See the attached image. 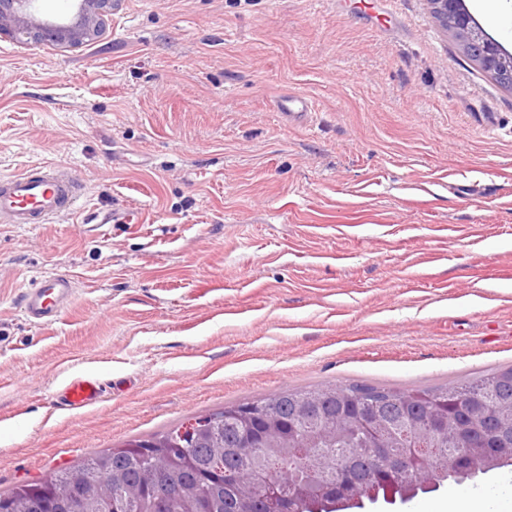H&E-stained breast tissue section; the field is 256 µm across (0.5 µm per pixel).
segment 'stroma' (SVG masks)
Listing matches in <instances>:
<instances>
[{
    "label": "stroma",
    "mask_w": 512,
    "mask_h": 512,
    "mask_svg": "<svg viewBox=\"0 0 512 512\" xmlns=\"http://www.w3.org/2000/svg\"><path fill=\"white\" fill-rule=\"evenodd\" d=\"M60 164L81 209L0 224V493L287 387L512 364V89L426 0H121L78 48L0 35V177ZM49 272L76 291L35 326ZM83 373L116 386L60 409ZM74 290L71 276L60 273H45L24 294L23 313L34 325L56 321L67 309Z\"/></svg>",
    "instance_id": "obj_1"
}]
</instances>
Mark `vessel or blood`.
I'll return each mask as SVG.
<instances>
[{
    "label": "vessel or blood",
    "mask_w": 512,
    "mask_h": 512,
    "mask_svg": "<svg viewBox=\"0 0 512 512\" xmlns=\"http://www.w3.org/2000/svg\"><path fill=\"white\" fill-rule=\"evenodd\" d=\"M81 190L63 166L45 165L33 171L0 177V224H45L75 210ZM74 290L71 276L50 272L24 294L23 313L34 325L56 321L67 309ZM107 382L94 374L66 381L59 399L70 410L102 402Z\"/></svg>",
    "instance_id": "obj_1"
}]
</instances>
